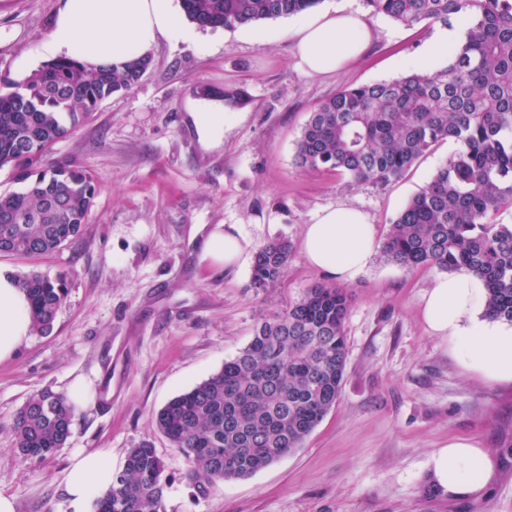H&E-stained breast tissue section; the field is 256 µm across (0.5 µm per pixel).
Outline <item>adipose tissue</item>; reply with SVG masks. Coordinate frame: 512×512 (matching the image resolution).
Listing matches in <instances>:
<instances>
[{
    "instance_id": "ef3b65f1",
    "label": "adipose tissue",
    "mask_w": 512,
    "mask_h": 512,
    "mask_svg": "<svg viewBox=\"0 0 512 512\" xmlns=\"http://www.w3.org/2000/svg\"><path fill=\"white\" fill-rule=\"evenodd\" d=\"M299 66L316 75H331L362 55L374 32L358 13L335 8L298 19L288 31ZM192 32L179 21L175 0H59L45 44L50 57L68 56L90 64H119L149 54L163 39L188 41ZM189 115L205 149L224 145L228 120L224 100L213 94L191 100ZM202 258L215 270L242 265L251 243L223 225H197ZM304 254L311 266L330 278L355 280L379 247L376 227L356 207L326 208L305 225ZM486 292L476 276L461 272L433 279L424 296L428 330L446 340L459 363L487 382L512 383V328L482 319ZM32 335L30 307L15 277L0 270V362L16 356ZM430 477L448 496L478 495L494 481L491 454L467 439L434 449ZM112 454L80 452L66 472L63 493L72 512L112 485Z\"/></svg>"
}]
</instances>
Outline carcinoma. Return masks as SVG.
Listing matches in <instances>:
<instances>
[{
	"mask_svg": "<svg viewBox=\"0 0 512 512\" xmlns=\"http://www.w3.org/2000/svg\"><path fill=\"white\" fill-rule=\"evenodd\" d=\"M320 0H181L202 28H234L289 17ZM372 14L409 27L465 29L443 69L343 89L302 127L294 160L356 185L386 186L438 142L459 144L448 164L398 212L381 243L384 261L409 269L467 271L486 288L483 318L512 324V224L494 220L512 206V0H363ZM151 56L89 68L73 58L43 64L15 90L0 92V168L19 190L0 194V255L39 260L75 241L87 224L97 181L72 158L50 150L99 104L137 85ZM285 240L261 245L251 285L265 290L284 275ZM31 305L33 332L52 330L65 284L31 269L17 276ZM347 293L317 284L256 328L216 373L160 408L157 429L186 459L205 492L250 476L299 448L336 404L346 366ZM72 409L53 392L30 396L14 422L18 454L46 459L71 436ZM167 478L149 444L128 451L94 512H163Z\"/></svg>",
	"mask_w": 512,
	"mask_h": 512,
	"instance_id": "obj_1",
	"label": "carcinoma"
}]
</instances>
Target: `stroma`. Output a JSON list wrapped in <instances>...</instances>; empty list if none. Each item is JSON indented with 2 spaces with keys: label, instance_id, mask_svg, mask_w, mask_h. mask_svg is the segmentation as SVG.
<instances>
[{
  "label": "stroma",
  "instance_id": "stroma-1",
  "mask_svg": "<svg viewBox=\"0 0 512 512\" xmlns=\"http://www.w3.org/2000/svg\"><path fill=\"white\" fill-rule=\"evenodd\" d=\"M58 0H0V83L23 82L42 54ZM375 31L365 55L333 76L296 64L291 18L196 30V42L161 41L129 90L104 100L53 153L87 165L98 193L80 237L28 262L0 256L17 274L64 278L67 298L51 332L32 335L0 362V492L16 512H70L61 484L73 453L107 448L122 468L130 448L150 443L170 483L164 512H512V384L465 373L447 341L423 319L438 271L373 258L345 288L346 369L333 408L301 447L244 478L200 492L187 463L154 424L156 412L220 370L254 328L329 278L311 267L302 231L321 209L363 211L385 237L391 219L454 155L447 140L398 181L353 185L333 171L303 169L295 141L312 112L337 91L447 65L430 56L440 28H408L367 15ZM244 91L249 106L230 122L224 146L205 151L186 124L185 102L202 89ZM224 224L254 245L283 238L291 259L273 288L251 286V265L215 272L199 260L189 230ZM82 379L90 399L64 448L20 461L14 419L33 394L65 393ZM468 438L495 458L488 495H432L431 451Z\"/></svg>",
  "mask_w": 512,
  "mask_h": 512
}]
</instances>
